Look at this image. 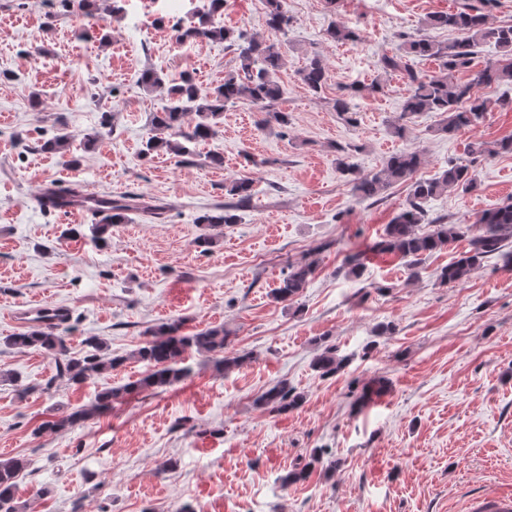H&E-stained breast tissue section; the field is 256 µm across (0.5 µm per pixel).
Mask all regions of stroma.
Here are the masks:
<instances>
[{
	"label": "stroma",
	"instance_id": "stroma-1",
	"mask_svg": "<svg viewBox=\"0 0 512 512\" xmlns=\"http://www.w3.org/2000/svg\"><path fill=\"white\" fill-rule=\"evenodd\" d=\"M478 3L284 0L291 24L277 78L286 134L260 128V112L239 103L184 163L163 150L141 156L163 101L138 78L147 68L172 77L186 70L216 86L236 65L225 43L180 44L157 25L155 0H125L104 43L60 0H0V455L26 463L15 490L22 512H466L486 488L512 490V271L494 255L464 283L441 284V269L467 248L459 240L425 255L410 278L404 259L369 250L406 208L409 183L377 201L361 198L336 164L342 147L370 175L416 147L425 156L417 178L470 165L472 191L425 205L429 218L454 224L477 223L512 196V153H469L472 142L512 136V110L495 109L451 136L425 112L400 138L392 124L408 86L378 66L401 35L454 40L455 31L425 19ZM265 11L264 0H228L222 21L263 36ZM335 22L360 41H333ZM315 54L329 73L317 96L297 77ZM354 85L363 91L351 100V124L333 104ZM59 133L68 137L63 153L40 149ZM214 153L223 165L210 164ZM69 155L78 168L65 166ZM243 176L254 196L238 223L204 230L197 216L227 202L225 183ZM49 184L129 194L165 210L157 218L130 211L100 247L86 234L89 218L40 208ZM69 227L78 235H66ZM206 231L213 243L205 251L196 239ZM355 251L365 254L358 278L344 265ZM313 259L316 272L295 302L273 299L289 265ZM32 301L74 308L56 329L70 355L87 354L96 336L121 365L74 383L59 375L54 355L6 346L19 331L12 309ZM173 320L187 335L224 326L226 355L249 353L248 364L225 372L191 351L188 375L173 386L120 395L105 414L46 429L98 392L140 378L134 351L148 329ZM386 323L394 334L377 335ZM328 345L349 363L322 377L312 363ZM378 379L385 389L354 408ZM282 380L301 405L259 406ZM315 450L321 461L308 478L282 485Z\"/></svg>",
	"mask_w": 512,
	"mask_h": 512
}]
</instances>
